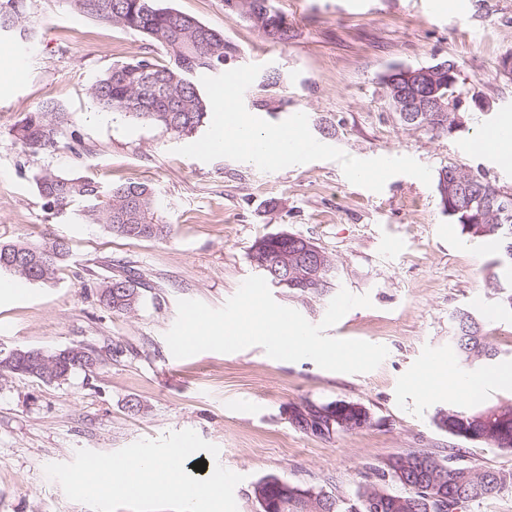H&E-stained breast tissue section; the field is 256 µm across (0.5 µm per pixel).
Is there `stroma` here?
I'll return each instance as SVG.
<instances>
[{
	"instance_id": "stroma-1",
	"label": "stroma",
	"mask_w": 512,
	"mask_h": 512,
	"mask_svg": "<svg viewBox=\"0 0 512 512\" xmlns=\"http://www.w3.org/2000/svg\"><path fill=\"white\" fill-rule=\"evenodd\" d=\"M160 4L223 32L237 48L229 68L280 73L279 86L246 90L252 115L277 123L302 112L319 142L352 157L409 156L434 171L453 162L512 190V165L475 149L512 105V70L503 66L512 61V0H469L457 20L439 0H272L290 30L285 44L227 13L224 0ZM22 24L35 30L24 56L0 52V242L62 237L70 254L55 282L0 295V350L81 344L99 361L55 383L0 377V512H90L66 497L45 465L186 429L218 446L219 464L242 475L238 512H259L253 485L268 475L354 498L408 452L512 471V451L459 440L435 423L451 408L512 403V385L494 378L512 367V312L498 307L483 279L498 248L467 240L443 213L435 186L399 174L376 193L350 183L335 161L263 172L229 158L179 155L200 132L178 136L129 122L91 100V85L113 64L150 52L140 34L92 20L70 0H28ZM446 59L457 63L462 89L490 109L471 107L467 130L433 136L400 121L381 78L396 65ZM46 102L68 113L84 153L22 154L11 129ZM45 167L105 185L147 183L172 227L169 239L128 240L78 210L47 211L34 181ZM280 232L311 240L337 275L316 292L271 286L273 298L317 324L340 289L369 295L371 307L350 310L327 334L385 345L377 369L332 372L308 359H272L259 346L173 357L165 335L178 300L222 307L256 275L255 241ZM124 268L138 276L141 300L117 315L98 292ZM460 310L482 321L499 355L476 366L490 377L480 397L450 401L440 388L466 371L450 343ZM339 401L364 406L370 424L319 435L289 417L309 403ZM136 402L141 412L131 411Z\"/></svg>"
}]
</instances>
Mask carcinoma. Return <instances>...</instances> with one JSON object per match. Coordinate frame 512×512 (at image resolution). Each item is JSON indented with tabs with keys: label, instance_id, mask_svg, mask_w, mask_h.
<instances>
[{
	"label": "carcinoma",
	"instance_id": "1",
	"mask_svg": "<svg viewBox=\"0 0 512 512\" xmlns=\"http://www.w3.org/2000/svg\"><path fill=\"white\" fill-rule=\"evenodd\" d=\"M100 0H74L77 9L98 22L131 30L144 36L152 46L166 51L170 63L161 64L147 54L131 61L115 64L92 85L95 103L114 114L133 121L159 126L177 135L196 131L207 123L212 107L202 93L198 77L224 70V61L233 47L224 34L197 18L171 7H162L157 0H108L106 10L99 9ZM251 22L269 38L288 41V25L273 9L270 0H235V7L226 8ZM25 13V0H0V34L9 33L21 41L32 38V32L20 24ZM69 127L66 113L55 104H46L27 113L13 128V137L25 151H55ZM458 166L448 163L440 167L436 189L442 212L459 225L461 233L472 240H492L498 244L499 255L486 269L485 285L498 304L512 309V207L498 215L478 211L477 206L463 209L455 206L442 191L443 183L453 180ZM44 207L62 211L78 203L85 217L102 223L114 234L129 240H164L171 235V225L158 215L153 189L145 183L124 182L103 187L83 177L42 169L35 174ZM270 256L288 255V275L300 272L294 257V240L286 242L268 236ZM68 242L59 237L41 242L0 243V270L34 283H51L56 278L60 261L69 255ZM335 266L332 260L316 278L296 287L299 293L328 288ZM112 296L101 303L115 314H128L136 308L140 293L135 279L118 275L109 280ZM452 347L461 362L472 365L497 357V350L487 341L481 324L467 311L454 316ZM496 406L453 412L436 419L439 428L453 437L466 431L480 437V442L501 450L512 451V406L508 417H493ZM433 466L448 487V497L465 506L487 498L507 486L512 487V471L476 470L465 466L445 465L434 458L409 452L394 459L389 475H402L398 481L404 489L400 494L387 492L381 481L386 474L366 484L356 500L346 501L321 491L292 486L276 477L261 479L262 492L272 502L283 504L279 512H371L368 499L379 493L382 512H436L427 509V492L420 479L419 467Z\"/></svg>",
	"mask_w": 512,
	"mask_h": 512
}]
</instances>
